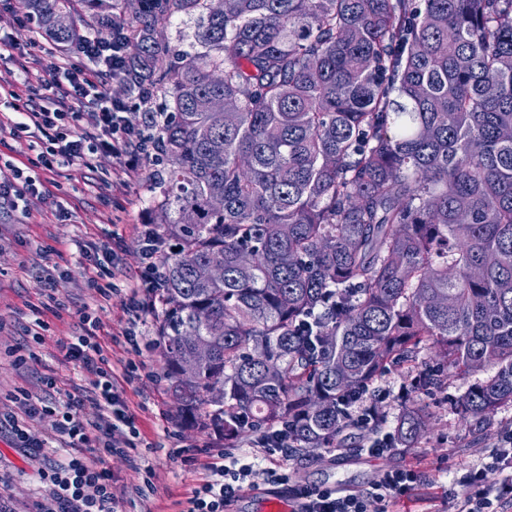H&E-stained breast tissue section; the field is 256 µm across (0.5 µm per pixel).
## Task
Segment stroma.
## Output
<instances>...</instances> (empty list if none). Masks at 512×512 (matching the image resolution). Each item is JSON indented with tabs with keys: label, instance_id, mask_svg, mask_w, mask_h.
<instances>
[{
	"label": "stroma",
	"instance_id": "1",
	"mask_svg": "<svg viewBox=\"0 0 512 512\" xmlns=\"http://www.w3.org/2000/svg\"><path fill=\"white\" fill-rule=\"evenodd\" d=\"M116 164L112 155H98L91 167L62 180L61 194L68 200L70 218L55 219L48 204L39 202L31 216L0 209V349L19 342L33 307L41 306L44 276L53 277L70 305L69 315L51 319L50 329L38 348V357L27 367L0 358V414H17L9 394L15 388L42 396L40 379L49 374L61 389L88 384L86 373L63 359L59 346L79 331L78 313L97 305V293L88 286V270L80 246L85 241H111L118 260L113 269L119 291L112 305L100 316L103 339L136 327L138 349L113 346L115 369L134 364L141 377L125 385L124 396L135 413L143 436L154 450L138 449L132 456L113 455L107 466L124 485L127 512H180L181 504L205 480L211 464L221 462L224 441L218 435L182 424L179 405L163 376L164 361L154 315L140 317L127 312L124 290L134 284L142 266L141 234L149 221L148 170H141L130 187L113 188L107 180ZM55 248L46 255L45 245ZM409 375L403 369H388L373 383L383 393L379 404L388 427H395L404 407L417 404L431 415L428 434L418 447L398 448L380 459L357 455L355 448L368 436L367 430H347L343 449L334 456L323 450L293 452L275 457V465L288 469L293 483L365 490L381 471L405 466L418 468L422 484L408 499L398 503L399 512H445L446 495L463 493L461 479L473 466L489 456L502 435L512 431V403L496 408L484 422L464 421L456 412L457 399L472 384L468 375L444 371L439 388L429 393L407 388ZM154 471L153 492L140 494L145 467ZM37 463L14 448L8 433H0V473L9 474L10 492L20 503L35 500L42 492Z\"/></svg>",
	"mask_w": 512,
	"mask_h": 512
}]
</instances>
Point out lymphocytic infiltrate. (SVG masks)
Returning a JSON list of instances; mask_svg holds the SVG:
<instances>
[{
	"instance_id": "1",
	"label": "lymphocytic infiltrate",
	"mask_w": 512,
	"mask_h": 512,
	"mask_svg": "<svg viewBox=\"0 0 512 512\" xmlns=\"http://www.w3.org/2000/svg\"><path fill=\"white\" fill-rule=\"evenodd\" d=\"M123 39V34L104 36L92 27L68 46L32 37L22 86L0 85V108L10 114L9 119H0V135L29 138L33 155L23 165L13 166L11 180L0 182V204L30 214L33 201L50 197L56 175L89 166L100 153L113 155L119 173L130 181L145 162L155 159L159 114L144 113L138 123L130 119L136 102L152 99L151 83L143 82L137 96L125 100L114 99L109 91L110 80L125 75L130 66ZM87 112L94 118L90 133L79 128ZM83 254L89 263V283L96 287L101 307H108L113 287L105 279L112 274L115 254L103 241L88 242ZM79 320L80 334L61 345L60 351L87 373L89 388L64 392L56 402L33 399L23 389L14 396L26 418L52 417L53 430L70 454L65 461L41 469L44 493L29 504H18L9 495L10 477L1 474L0 512H123L125 499L115 492V478L106 461L141 447L144 438L116 385L108 348L100 340V316L84 310ZM89 401L99 411L93 424L81 416ZM346 422L372 431L361 454L380 458L392 450V435L383 431V419L366 394L348 402ZM254 475L250 464L212 465L183 512H226L240 492L252 486ZM266 475L272 483L291 485V498L299 502L301 512H392L397 500L408 496L420 480L413 467L386 470L369 489L350 491L295 485L288 472L274 468ZM466 482L465 493L451 499L452 512L512 508V434L500 440L489 462L470 470Z\"/></svg>"
}]
</instances>
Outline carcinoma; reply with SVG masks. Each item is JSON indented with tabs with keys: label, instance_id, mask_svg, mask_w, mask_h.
Returning <instances> with one entry per match:
<instances>
[{
	"label": "carcinoma",
	"instance_id": "1",
	"mask_svg": "<svg viewBox=\"0 0 512 512\" xmlns=\"http://www.w3.org/2000/svg\"><path fill=\"white\" fill-rule=\"evenodd\" d=\"M22 3L58 43L126 30V90L145 74L167 97L150 305L183 424L228 446L286 425L300 451L334 448L342 403L427 346L491 371L458 399L464 420L512 402V0ZM184 19L176 54L164 23ZM215 259L224 279L197 280ZM198 338L192 369L170 360ZM429 427L405 408L396 447Z\"/></svg>",
	"mask_w": 512,
	"mask_h": 512
}]
</instances>
